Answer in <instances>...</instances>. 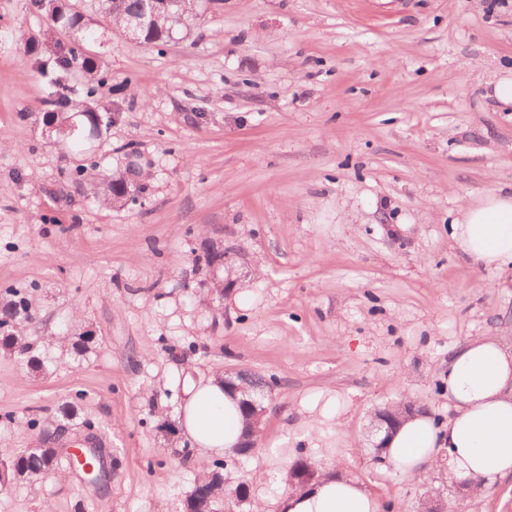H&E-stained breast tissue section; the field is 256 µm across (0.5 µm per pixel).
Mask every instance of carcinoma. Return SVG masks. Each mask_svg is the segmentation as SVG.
Listing matches in <instances>:
<instances>
[{
  "label": "carcinoma",
  "instance_id": "cac0c4a2",
  "mask_svg": "<svg viewBox=\"0 0 512 512\" xmlns=\"http://www.w3.org/2000/svg\"><path fill=\"white\" fill-rule=\"evenodd\" d=\"M32 6L50 13L54 29L69 37L83 36V31L93 21L86 18L72 0H32ZM100 12L103 21H115L122 25L147 14L150 16L143 32L145 43L163 45L171 37L173 30L188 27L194 15L183 2L173 0H101ZM54 60L58 68L68 71L77 68L81 83V100L73 102L62 94L55 102V109L48 112L45 125L52 129L58 142L66 146H79L98 139L110 130L121 118L117 109L103 114V123L95 132H90L88 113L100 112L96 101L97 88L103 83L106 71L102 59L76 41L54 40ZM77 122L80 130L69 134L71 122ZM95 197L107 206H123L133 197L132 186L119 174H112L99 181L90 180ZM10 299L0 302V349L17 354L26 359L33 369L41 367L39 361L28 356L29 345L24 337L17 334V326L30 319L31 313L27 299L10 290L6 291ZM59 449L56 448L52 434L45 433L42 447L29 448L1 465L8 480L1 483L5 489L8 484L32 478H44L58 469ZM235 503L224 494V474L218 469L201 468V473L192 494L183 503L182 512H227Z\"/></svg>",
  "mask_w": 512,
  "mask_h": 512
}]
</instances>
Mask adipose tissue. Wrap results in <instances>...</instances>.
I'll use <instances>...</instances> for the list:
<instances>
[{
    "mask_svg": "<svg viewBox=\"0 0 512 512\" xmlns=\"http://www.w3.org/2000/svg\"><path fill=\"white\" fill-rule=\"evenodd\" d=\"M456 245L474 264L512 276V186L462 203L451 225ZM180 424L208 457L235 451L241 436L239 399L220 377L189 383ZM446 426L426 414L407 419L389 438L386 458L399 471L420 474L447 455L454 479L485 482L512 474V350L489 336L469 338L448 358ZM280 512H378L376 500L342 466L310 488L278 502Z\"/></svg>",
    "mask_w": 512,
    "mask_h": 512,
    "instance_id": "ef3b65f1",
    "label": "adipose tissue"
}]
</instances>
